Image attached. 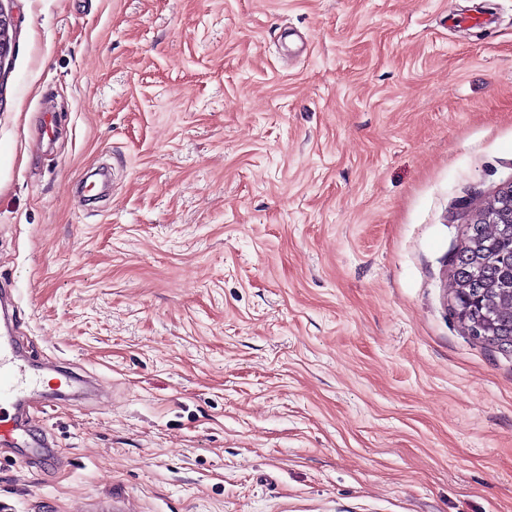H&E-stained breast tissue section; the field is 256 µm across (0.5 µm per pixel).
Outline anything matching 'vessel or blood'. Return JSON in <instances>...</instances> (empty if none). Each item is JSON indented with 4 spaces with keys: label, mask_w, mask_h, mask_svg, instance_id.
Listing matches in <instances>:
<instances>
[{
    "label": "vessel or blood",
    "mask_w": 512,
    "mask_h": 512,
    "mask_svg": "<svg viewBox=\"0 0 512 512\" xmlns=\"http://www.w3.org/2000/svg\"><path fill=\"white\" fill-rule=\"evenodd\" d=\"M13 328L10 321L0 327V438L21 448H46L50 442L34 415L57 407L61 387L73 379L50 358L35 362L26 357Z\"/></svg>",
    "instance_id": "1"
}]
</instances>
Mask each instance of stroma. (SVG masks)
Masks as SVG:
<instances>
[{
    "label": "stroma",
    "instance_id": "1",
    "mask_svg": "<svg viewBox=\"0 0 512 512\" xmlns=\"http://www.w3.org/2000/svg\"><path fill=\"white\" fill-rule=\"evenodd\" d=\"M0 7V287L98 385L0 512H512V353L451 311L512 0ZM14 41V22L12 16L0 7V72L11 57Z\"/></svg>",
    "mask_w": 512,
    "mask_h": 512
}]
</instances>
